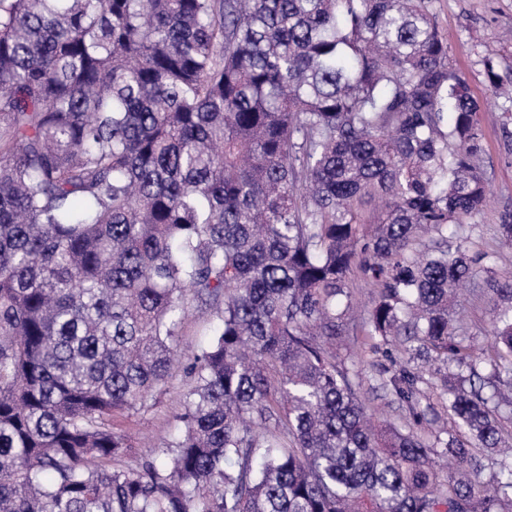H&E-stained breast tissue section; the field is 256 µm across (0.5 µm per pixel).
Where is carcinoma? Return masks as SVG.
Instances as JSON below:
<instances>
[{
	"label": "carcinoma",
	"mask_w": 512,
	"mask_h": 512,
	"mask_svg": "<svg viewBox=\"0 0 512 512\" xmlns=\"http://www.w3.org/2000/svg\"><path fill=\"white\" fill-rule=\"evenodd\" d=\"M488 105L431 0H0V512H512V277L489 344L456 320ZM355 272L402 358L375 428ZM192 300L182 427L134 457L112 416ZM347 287L352 292V305L347 318L350 328H354V335L351 331L350 336H345L337 349L338 357L350 374L361 382L362 395L376 413V418L397 422L400 413L398 403L394 396L381 387L378 376L381 366L392 367L390 357L384 352L385 347L376 353L371 352L368 345L370 342L364 341L361 331L363 318L374 297L373 286L368 279L355 273L349 279ZM205 308L204 304L194 301L188 316L184 320L182 327L177 336L178 349L182 351L196 349V347L207 337L209 332V324L205 317H199L195 308Z\"/></svg>",
	"instance_id": "cac0c4a2"
}]
</instances>
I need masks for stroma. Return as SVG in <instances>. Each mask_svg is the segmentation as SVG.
<instances>
[{
	"instance_id": "35a3bbf8",
	"label": "stroma",
	"mask_w": 512,
	"mask_h": 512,
	"mask_svg": "<svg viewBox=\"0 0 512 512\" xmlns=\"http://www.w3.org/2000/svg\"><path fill=\"white\" fill-rule=\"evenodd\" d=\"M432 11L441 34L448 41L453 66L466 78L478 97L490 94L484 70L485 58H492L503 82L512 81V0H433ZM501 104H492L480 115L485 138L483 166L493 192L492 205L473 218V247L496 249L494 267L500 275H512V247L501 245L496 226L503 213L512 211V133L502 125ZM352 305L348 315L353 335L345 337L337 353L351 375L361 383L364 399L377 418L397 420L398 404L380 385L378 370L390 366L389 356L372 352L359 329L374 296L368 279L355 274L348 281ZM461 330L474 337L476 347L489 339L492 304L478 291L467 290L460 298ZM191 386L185 363H178L153 407L113 419L115 428L127 432L134 441L154 446L166 443L180 427L178 415Z\"/></svg>"
}]
</instances>
